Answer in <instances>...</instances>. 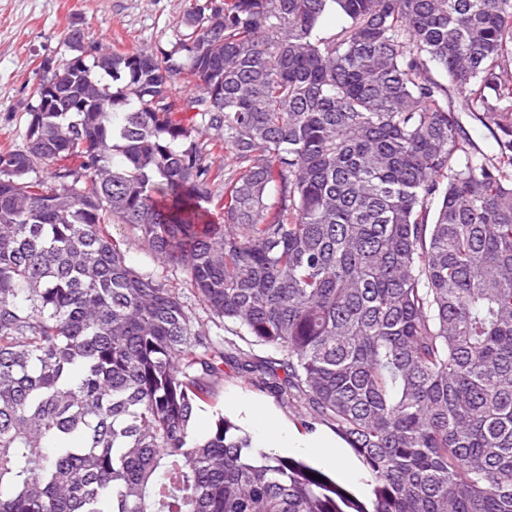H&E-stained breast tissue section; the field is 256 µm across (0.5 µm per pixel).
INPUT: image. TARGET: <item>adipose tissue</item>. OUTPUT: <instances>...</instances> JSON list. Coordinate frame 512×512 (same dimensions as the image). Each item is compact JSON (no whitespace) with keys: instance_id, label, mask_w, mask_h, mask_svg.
<instances>
[{"instance_id":"obj_1","label":"adipose tissue","mask_w":512,"mask_h":512,"mask_svg":"<svg viewBox=\"0 0 512 512\" xmlns=\"http://www.w3.org/2000/svg\"><path fill=\"white\" fill-rule=\"evenodd\" d=\"M250 412L257 427V432L252 441L259 448H325L329 454L323 462L326 466L337 467L338 462L332 456V448L338 447L339 439L331 438L323 432L298 433L296 430L281 425L280 421L269 414L263 405L251 406Z\"/></svg>"}]
</instances>
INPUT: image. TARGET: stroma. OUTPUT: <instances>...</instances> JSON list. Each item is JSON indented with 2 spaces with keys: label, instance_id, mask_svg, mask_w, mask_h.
Masks as SVG:
<instances>
[{
  "label": "stroma",
  "instance_id": "35a3bbf8",
  "mask_svg": "<svg viewBox=\"0 0 512 512\" xmlns=\"http://www.w3.org/2000/svg\"><path fill=\"white\" fill-rule=\"evenodd\" d=\"M186 7L187 0H0V149L23 145L30 91L46 65L69 56L64 41L69 28H82L86 43L101 42L122 51L166 47L174 41ZM250 401L264 404L282 423L295 421L287 403L253 386L229 359L213 404L197 412L199 431L208 429L217 410L245 421L239 406Z\"/></svg>",
  "mask_w": 512,
  "mask_h": 512
}]
</instances>
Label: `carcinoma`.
<instances>
[{"instance_id":"carcinoma-1","label":"carcinoma","mask_w":512,"mask_h":512,"mask_svg":"<svg viewBox=\"0 0 512 512\" xmlns=\"http://www.w3.org/2000/svg\"><path fill=\"white\" fill-rule=\"evenodd\" d=\"M181 27L46 67L0 150V512H512V0H191ZM230 350L369 503L221 412L196 433ZM111 232L115 237H121L128 240V258L130 263L140 271L154 270V263L148 248L134 240L128 228L124 224H113Z\"/></svg>"}]
</instances>
